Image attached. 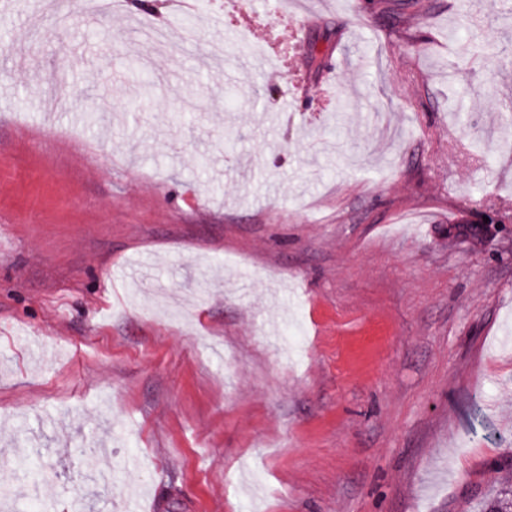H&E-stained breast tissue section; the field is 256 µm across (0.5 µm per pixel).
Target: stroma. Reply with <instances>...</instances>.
<instances>
[{"label":"stroma","mask_w":512,"mask_h":512,"mask_svg":"<svg viewBox=\"0 0 512 512\" xmlns=\"http://www.w3.org/2000/svg\"><path fill=\"white\" fill-rule=\"evenodd\" d=\"M122 2L0 16V512H478L512 482V13Z\"/></svg>","instance_id":"35a3bbf8"}]
</instances>
